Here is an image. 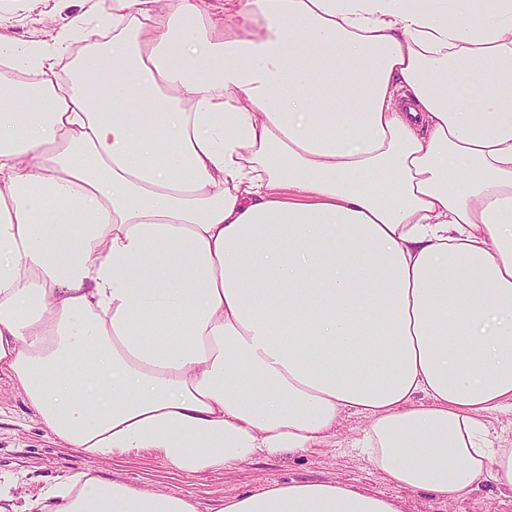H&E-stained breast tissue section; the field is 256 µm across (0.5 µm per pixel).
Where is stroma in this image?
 <instances>
[{
  "label": "stroma",
  "mask_w": 512,
  "mask_h": 512,
  "mask_svg": "<svg viewBox=\"0 0 512 512\" xmlns=\"http://www.w3.org/2000/svg\"><path fill=\"white\" fill-rule=\"evenodd\" d=\"M98 5L99 0H0V41L49 44L74 17L90 16ZM366 424L364 417L349 413L310 452L259 457L229 469L188 475L154 451L90 457L67 447L42 427L23 394L0 374V488L14 498L34 497L48 484L89 471L138 489L187 492L197 501L199 512H212L224 497L256 492L274 481H332L393 498L402 512H512V491L491 480L448 501L396 487L351 446Z\"/></svg>",
  "instance_id": "stroma-1"
}]
</instances>
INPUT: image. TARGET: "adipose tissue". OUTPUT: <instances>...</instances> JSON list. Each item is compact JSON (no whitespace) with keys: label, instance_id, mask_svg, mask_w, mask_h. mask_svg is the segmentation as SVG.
<instances>
[{"label":"adipose tissue","instance_id":"ef3b65f1","mask_svg":"<svg viewBox=\"0 0 512 512\" xmlns=\"http://www.w3.org/2000/svg\"><path fill=\"white\" fill-rule=\"evenodd\" d=\"M101 0L0 44V374L69 447L186 474L322 444L512 489V0ZM13 512H198L79 471ZM217 512H401L339 482ZM490 429L497 435L496 444L502 448H512V411H497L487 417Z\"/></svg>","mask_w":512,"mask_h":512}]
</instances>
